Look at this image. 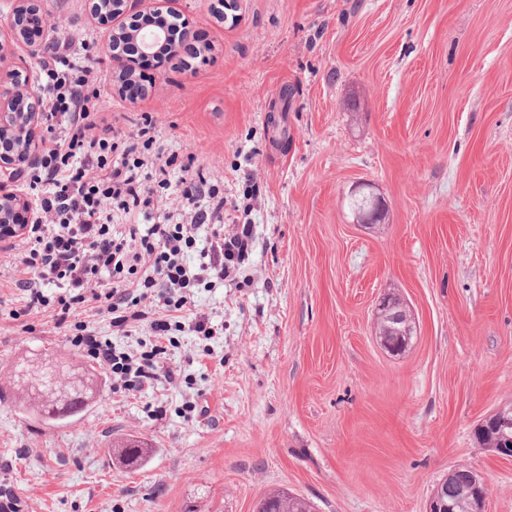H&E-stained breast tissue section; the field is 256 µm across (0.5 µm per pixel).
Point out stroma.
<instances>
[{
    "label": "stroma",
    "mask_w": 512,
    "mask_h": 512,
    "mask_svg": "<svg viewBox=\"0 0 512 512\" xmlns=\"http://www.w3.org/2000/svg\"><path fill=\"white\" fill-rule=\"evenodd\" d=\"M216 2L142 0L211 49L131 101L87 0H43L40 56L70 40L108 121L151 120L248 205L255 241L237 279L196 289L221 332L179 334L180 384L116 395L101 369L97 405L60 427L21 417L7 376L38 351L84 356L51 311L13 319L27 294L0 250V486L20 512H254L276 489L315 512H426L462 465L487 512H512V460L474 438L512 409V0H238L221 23ZM360 182L381 223H355ZM385 296L416 325L398 355ZM131 435L135 470L111 451ZM377 310L382 346L389 351L405 350L413 335V319L406 305L399 298L387 296L380 300Z\"/></svg>",
    "instance_id": "stroma-1"
}]
</instances>
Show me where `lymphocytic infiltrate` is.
Instances as JSON below:
<instances>
[{
    "label": "lymphocytic infiltrate",
    "mask_w": 512,
    "mask_h": 512,
    "mask_svg": "<svg viewBox=\"0 0 512 512\" xmlns=\"http://www.w3.org/2000/svg\"><path fill=\"white\" fill-rule=\"evenodd\" d=\"M41 67L42 100L48 119H59L43 141L32 169L37 217L20 242L11 244L15 287L27 292V309L55 306L58 326L74 325L72 344L109 369L113 391L136 394L158 381H176L166 363L174 335L189 332L209 340L218 330L192 310V288L239 272L251 243V228L224 226V194L202 168L186 165L176 189L181 211L155 213L157 187L167 186L169 159L162 152L136 154L126 132L107 124L99 112L100 93L91 67L75 62L69 42H61ZM131 223L114 232L110 209ZM153 223H135L138 214ZM207 229L205 246L198 232ZM199 250L200 262L186 260ZM60 288L49 301L42 288ZM101 302L113 332L131 335L149 329L140 351L117 347L88 322H73L77 305Z\"/></svg>",
    "instance_id": "1"
}]
</instances>
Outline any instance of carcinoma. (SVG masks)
I'll return each mask as SVG.
<instances>
[{
  "label": "carcinoma",
  "instance_id": "cac0c4a2",
  "mask_svg": "<svg viewBox=\"0 0 512 512\" xmlns=\"http://www.w3.org/2000/svg\"><path fill=\"white\" fill-rule=\"evenodd\" d=\"M67 369L65 362L51 357L26 358L15 366V378L22 396L17 402L19 412L48 425H58L80 415L94 402L97 394V374L93 367L75 375L66 389L58 387L57 374ZM116 459L127 467L144 460V446L128 438L117 445ZM467 467L453 469L444 479L448 499L459 503V512H466L468 498ZM256 512H313L311 502L284 490L274 491L259 500Z\"/></svg>",
  "mask_w": 512,
  "mask_h": 512
}]
</instances>
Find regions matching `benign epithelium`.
<instances>
[{"label": "benign epithelium", "mask_w": 512, "mask_h": 512, "mask_svg": "<svg viewBox=\"0 0 512 512\" xmlns=\"http://www.w3.org/2000/svg\"><path fill=\"white\" fill-rule=\"evenodd\" d=\"M92 10L99 17L109 20L121 16H138L135 10L138 0H89ZM40 28H47L49 21L42 9V0H18V5L7 27L0 26V134L12 133L20 138L21 147L16 153L0 154V208L8 213L5 223L11 224L16 216L30 212L26 201L17 193L9 190V184L15 179L18 165L34 160V142L31 139V128L38 123L40 113L36 106L29 105L23 112L24 120H18V104L33 97L28 82L20 79L26 69L27 61L11 51V45L26 39L30 23ZM111 70L115 74L117 92H123L120 77L125 75L127 67L119 53L109 55ZM364 184H358L353 191L359 193L369 207L364 222L377 223L383 215L381 198L369 191L363 192ZM378 336L382 346L389 351L403 350L413 335V321L410 311L400 299L384 297L378 304L377 312ZM470 495L468 496L467 512H487V487L480 476L472 475L470 479ZM427 512H456V502L446 499L441 493V486H436L430 497Z\"/></svg>", "instance_id": "7a95c632"}]
</instances>
